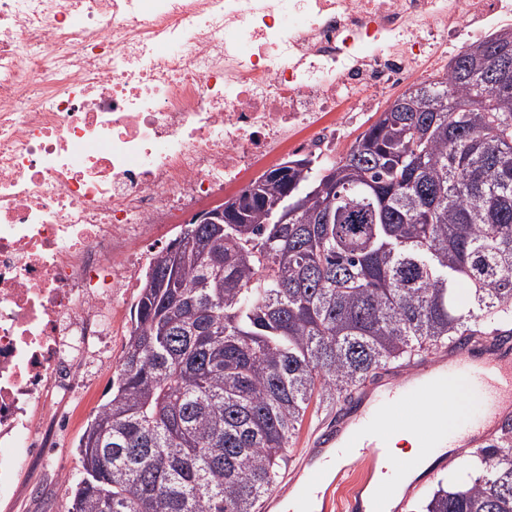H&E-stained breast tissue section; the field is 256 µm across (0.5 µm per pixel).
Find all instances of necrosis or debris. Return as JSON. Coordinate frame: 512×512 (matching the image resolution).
Masks as SVG:
<instances>
[{"instance_id": "obj_1", "label": "necrosis or debris", "mask_w": 512, "mask_h": 512, "mask_svg": "<svg viewBox=\"0 0 512 512\" xmlns=\"http://www.w3.org/2000/svg\"><path fill=\"white\" fill-rule=\"evenodd\" d=\"M510 24L512 0H0V502L89 392L138 242Z\"/></svg>"}]
</instances>
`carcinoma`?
Instances as JSON below:
<instances>
[{
	"instance_id": "carcinoma-1",
	"label": "carcinoma",
	"mask_w": 512,
	"mask_h": 512,
	"mask_svg": "<svg viewBox=\"0 0 512 512\" xmlns=\"http://www.w3.org/2000/svg\"><path fill=\"white\" fill-rule=\"evenodd\" d=\"M419 83L349 162L290 160L286 224L252 206L174 288L136 302L107 400L87 422L66 512H264L310 404L463 336L512 333V67ZM336 175H330V171ZM184 247L211 237L191 224ZM422 512H512V431L464 459Z\"/></svg>"
}]
</instances>
